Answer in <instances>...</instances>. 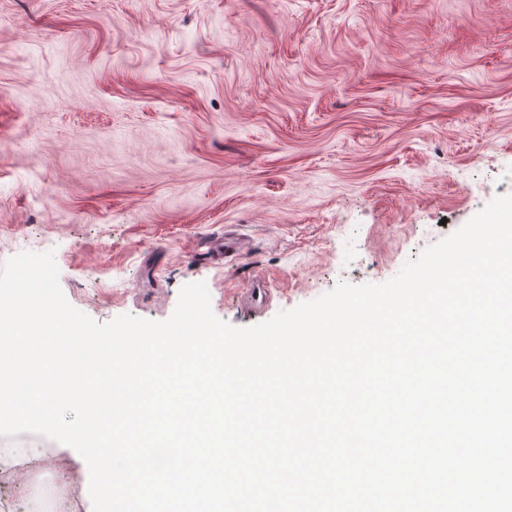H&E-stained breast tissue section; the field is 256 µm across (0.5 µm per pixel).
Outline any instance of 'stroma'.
<instances>
[{"mask_svg":"<svg viewBox=\"0 0 512 512\" xmlns=\"http://www.w3.org/2000/svg\"><path fill=\"white\" fill-rule=\"evenodd\" d=\"M506 195L512 0H0V266L53 252L97 323L203 281L251 327ZM39 452L84 496L73 448Z\"/></svg>","mask_w":512,"mask_h":512,"instance_id":"obj_1","label":"stroma"}]
</instances>
